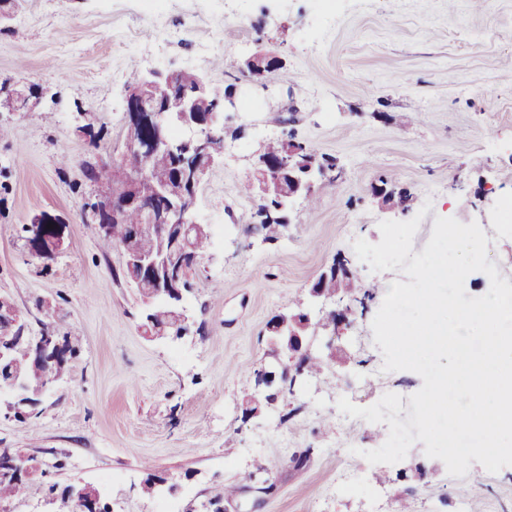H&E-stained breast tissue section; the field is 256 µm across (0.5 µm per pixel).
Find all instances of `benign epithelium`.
Masks as SVG:
<instances>
[{
	"mask_svg": "<svg viewBox=\"0 0 512 512\" xmlns=\"http://www.w3.org/2000/svg\"><path fill=\"white\" fill-rule=\"evenodd\" d=\"M282 65L281 59L273 52L256 51L235 63V67L250 82H257V77L268 71H274ZM176 72L162 73L149 71L143 81L128 90L126 99V140L129 149L122 155L119 167L105 171L107 176L118 175L122 184L123 198H113L104 203L93 204L89 199L84 207L87 221L98 225L99 233L109 231L112 213L117 204H123L133 192L135 184L147 176L142 159L157 151H165L176 157L181 171L173 184L160 186V195L169 200V205L162 209L147 207L139 212V223L132 225L131 236L120 242L126 260L136 264L142 270L156 277V282L166 281L167 301L176 310V321L186 326L191 325L193 318L186 304V294L193 284L191 276L181 271L172 274L168 265L157 268L156 261L141 255L133 247L135 239L148 229L163 231L170 238L171 248L185 249L194 235L211 236L208 225L196 221L195 203L198 183V171L209 168L221 159V156L210 152L204 144L205 135H213L224 131V112L237 106L235 93L228 91L224 101L215 103L208 112L206 120H198L199 105L207 91L205 79H200L196 95L187 96L177 91ZM39 95L36 91H21L7 82L0 86V107H7L12 112H27L30 105L37 104ZM287 157L277 162L256 153L253 172L261 180L271 176L288 178V189L284 202L278 208L275 217L280 223L289 222V202L309 195L316 181L325 174L318 156L314 152L300 154L296 141L290 137L285 139ZM320 316V323L331 325V339L340 337L351 321L346 308L338 307L327 310L321 306L306 309L287 310L273 316L266 326L269 341L275 355L284 354L288 363L281 361L268 369H262L267 383H281L288 386L289 382H297L302 371L297 369L295 361L297 351L303 344L313 345L310 337L313 328L312 319ZM21 329L19 342L27 344L29 349H37L49 355L62 346V336L44 330L37 336L28 335L22 328L20 315L14 303L7 297L0 296V362L9 359L16 345L4 342V337L15 329ZM53 386V382L39 383L34 390L28 382L14 379L0 382V398L6 397L7 411L11 412L16 405L28 400L40 404ZM39 468L37 457L17 454L10 462V467L0 470V480H8L20 474L30 476Z\"/></svg>",
	"mask_w": 512,
	"mask_h": 512,
	"instance_id": "obj_1",
	"label": "benign epithelium"
}]
</instances>
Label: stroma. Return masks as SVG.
I'll list each match as a JSON object with an SVG mask.
<instances>
[{
    "label": "stroma",
    "mask_w": 512,
    "mask_h": 512,
    "mask_svg": "<svg viewBox=\"0 0 512 512\" xmlns=\"http://www.w3.org/2000/svg\"><path fill=\"white\" fill-rule=\"evenodd\" d=\"M180 41L157 49L141 0H21L0 28V81L35 85L30 112L0 110V294L22 312L32 334L76 330L70 374L21 423L0 410V448L37 456L25 494L0 512H52L50 487L90 483L112 512H212L221 486L255 472L269 492L241 488L221 512H512V466L489 473L472 463L453 477L412 446L426 476L404 479L403 464H369L387 426L343 419L336 402L368 407L399 394L400 421L423 384L411 371H383L372 321L384 296L367 300L340 344L347 361L300 379L263 415L242 416L254 379L268 363L266 324L307 305L309 287L334 260L348 259L367 283L387 287L428 243L436 217L478 223L487 260L512 283V0H339L318 12L311 0H256L246 17L215 12L209 0H168ZM212 46L194 62L197 44ZM263 48L283 59L266 87L245 80L236 61ZM193 70L237 89L224 114L222 163L197 191L199 222L223 226L201 260L187 303L194 316L183 339L156 342L139 328V297L120 278L118 248L100 245L86 223L92 185L84 162L120 160L130 70ZM103 132L102 148L81 133ZM293 131L333 157L337 181L322 178L319 203L295 200L276 244L253 229L258 198L239 187L271 136ZM70 164L60 169L58 158ZM391 178L405 209L376 199ZM57 218L61 241L33 242L36 217ZM308 453L304 468L290 463ZM170 493L146 498V471ZM354 493L336 496L340 476Z\"/></svg>",
    "instance_id": "obj_1"
}]
</instances>
